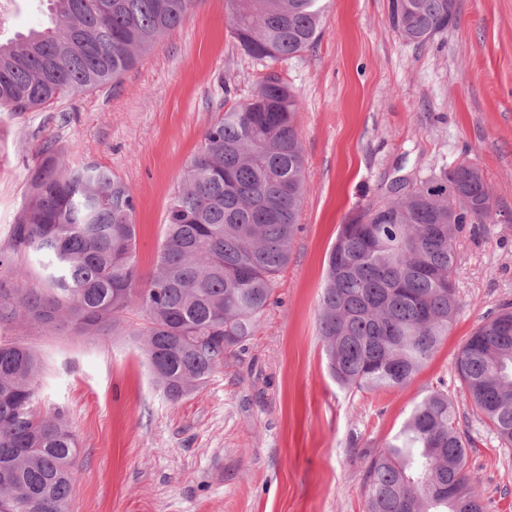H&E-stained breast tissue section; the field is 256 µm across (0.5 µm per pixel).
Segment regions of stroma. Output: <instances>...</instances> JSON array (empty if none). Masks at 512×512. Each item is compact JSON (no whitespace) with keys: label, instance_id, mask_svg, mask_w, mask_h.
<instances>
[{"label":"stroma","instance_id":"stroma-1","mask_svg":"<svg viewBox=\"0 0 512 512\" xmlns=\"http://www.w3.org/2000/svg\"><path fill=\"white\" fill-rule=\"evenodd\" d=\"M320 35L277 66L247 56L226 0H193L181 26L116 84L32 112L0 111V247L46 144L68 164L98 163L135 201L137 254L149 274L170 200L204 132L277 70L297 96L305 192L287 266L243 350L181 401L153 384L131 309L99 336L68 325L10 334L43 359L44 410L79 439L70 512H366L371 459L413 406L443 389L474 441L467 466L485 512H512V447L474 411L456 359L487 314L512 303V0H459L431 42L402 41L388 0H322ZM48 0H15L0 41L49 27ZM470 161L499 213L457 240L458 313L405 387L346 389L319 335L328 253L342 224L419 179Z\"/></svg>","mask_w":512,"mask_h":512}]
</instances>
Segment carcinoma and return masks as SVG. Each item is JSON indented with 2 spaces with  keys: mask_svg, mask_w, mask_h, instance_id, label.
I'll return each instance as SVG.
<instances>
[{
  "mask_svg": "<svg viewBox=\"0 0 512 512\" xmlns=\"http://www.w3.org/2000/svg\"><path fill=\"white\" fill-rule=\"evenodd\" d=\"M54 26L0 42V110L28 112L118 81L183 22L192 0H50ZM232 34L278 64L318 38L321 0H226ZM459 0H389V23L422 45L456 20ZM297 97L267 74L248 101L205 131L173 196L155 268L136 251L134 198L112 170L66 165L53 145L32 172L28 201L0 250V512H69L78 439L61 410L39 407L42 358L1 335L21 323L96 336L132 307L154 384L172 401L205 384L252 336L288 263L304 188ZM454 192H448V187ZM341 226L328 259L319 333L328 368L348 389L409 384L458 311L456 240L497 211L466 161L392 182ZM42 253L37 283L16 259ZM482 419L512 446V309L500 308L456 364ZM470 439L448 392L418 402L366 471V512H485L466 470Z\"/></svg>",
  "mask_w": 512,
  "mask_h": 512,
  "instance_id": "carcinoma-1",
  "label": "carcinoma"
}]
</instances>
